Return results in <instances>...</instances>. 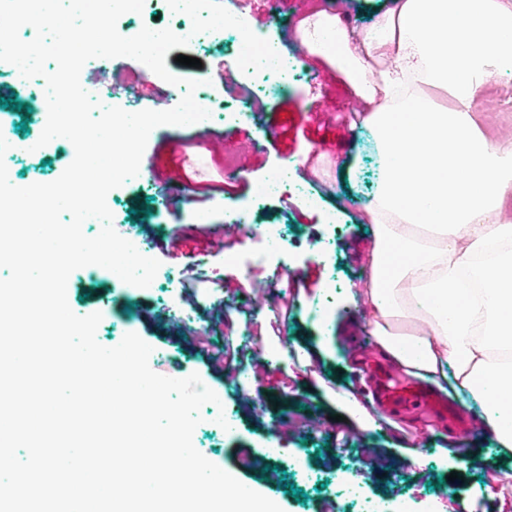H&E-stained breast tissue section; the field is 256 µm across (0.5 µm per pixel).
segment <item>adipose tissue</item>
<instances>
[{
  "mask_svg": "<svg viewBox=\"0 0 512 512\" xmlns=\"http://www.w3.org/2000/svg\"><path fill=\"white\" fill-rule=\"evenodd\" d=\"M318 22L336 31L333 58L369 107L381 156L364 205L376 226L370 274L357 288L371 332L405 373L448 383L512 452V362L491 359L512 352V140L490 143L476 108L512 71V0H394L360 34ZM413 85L448 89L450 107L435 111ZM464 270L480 301L460 287Z\"/></svg>",
  "mask_w": 512,
  "mask_h": 512,
  "instance_id": "obj_1",
  "label": "adipose tissue"
}]
</instances>
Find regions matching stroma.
<instances>
[{"label":"stroma","instance_id":"stroma-1","mask_svg":"<svg viewBox=\"0 0 512 512\" xmlns=\"http://www.w3.org/2000/svg\"><path fill=\"white\" fill-rule=\"evenodd\" d=\"M329 7L330 0H304L295 12L283 0H240L253 32L297 58L301 76L284 89L272 77L239 72L225 82L222 73L233 64L229 36L167 53L169 70L209 81L212 99L227 98L235 82L252 86L260 112L228 126L223 108H215L203 132L157 127L143 158L155 160L162 177L154 179L143 169L112 190L107 197L112 224L120 229L145 221L163 239L175 232L197 238L223 225L225 210L247 206L253 232L205 257L213 278L199 283L194 300H185L182 288L170 281L172 274H185L194 260L189 254L162 258L145 289L115 287L106 275L78 269L68 281L69 305L81 316L101 313L96 333L101 345L114 346L126 333H137L153 348L152 370L179 378L199 374L219 393L221 405L201 410L195 447L216 465L235 469L283 512H362L368 500L384 502L388 512H512V454L482 431L471 433L473 445L467 448L458 446L457 433L440 430L425 416L405 414L388 423L382 411L371 408L365 427L353 417L335 419L343 411L338 394L368 405L376 389L369 364L355 358L359 352L375 353L377 342L361 338L365 306L351 289L370 273L374 226L362 203L375 190L379 157L364 128L366 112L335 64L321 55L299 54L302 15ZM181 54L200 59L201 67L176 63ZM127 82L132 89L116 99V106L165 110L176 104L131 58L103 67L90 63L81 73L82 85L96 96ZM321 102L328 119L318 127L309 114ZM479 107L496 141L512 138V76L492 82ZM23 122L28 125L24 133L19 130ZM274 124L287 127V141L271 142ZM36 128V120L0 107V133L15 146L5 156L10 181H54L74 157L67 142L43 156L21 151ZM218 136L224 139L220 149L214 142ZM230 155L244 156L247 166L232 193L205 204L177 192L166 194L165 183L177 189L196 176L200 158L207 161L208 183L219 184ZM279 169L287 171L290 189L260 196L261 181ZM202 214L207 217L203 224L198 221ZM269 224L283 225V244L279 254L262 259L259 232ZM276 272L281 275L278 294H265L263 310L255 311L258 300L243 297L241 286L261 284ZM299 279L305 288L293 290L292 281ZM288 301L293 304L289 312L284 309ZM228 305L245 308L235 315L230 334L221 322V309ZM284 311L288 319L278 321ZM197 336L216 347L233 346L234 375L211 369L206 352L192 343ZM221 412L234 419V433L217 424ZM364 452L375 463L368 473L358 462ZM246 455L254 465L243 463ZM453 471L460 474L454 482L448 479ZM291 485L303 489L305 501L288 494Z\"/></svg>","mask_w":512,"mask_h":512}]
</instances>
